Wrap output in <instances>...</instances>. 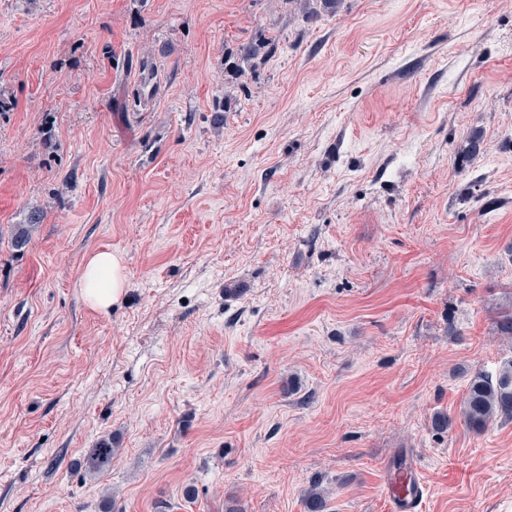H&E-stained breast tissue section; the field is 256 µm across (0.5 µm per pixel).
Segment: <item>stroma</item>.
<instances>
[{"label": "stroma", "instance_id": "1", "mask_svg": "<svg viewBox=\"0 0 512 512\" xmlns=\"http://www.w3.org/2000/svg\"><path fill=\"white\" fill-rule=\"evenodd\" d=\"M510 317L512 0H0V512H512ZM81 292L91 307L107 311L122 298L127 275L123 257L112 251H97L86 260L81 273ZM462 414L474 431H483L497 417L512 419V359L495 377L476 372L469 382ZM116 451V448H112V441L108 439L99 441L94 448H88L83 458L84 469L90 473L109 470ZM386 477L383 496L389 512L422 511L424 487L420 469L416 463L410 462L401 470H398L392 462L387 463Z\"/></svg>", "mask_w": 512, "mask_h": 512}]
</instances>
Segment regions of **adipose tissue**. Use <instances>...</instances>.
I'll return each instance as SVG.
<instances>
[{
    "label": "adipose tissue",
    "mask_w": 512,
    "mask_h": 512,
    "mask_svg": "<svg viewBox=\"0 0 512 512\" xmlns=\"http://www.w3.org/2000/svg\"><path fill=\"white\" fill-rule=\"evenodd\" d=\"M82 295L91 307L107 311L122 298L127 275L123 257L112 251H97L86 260L81 273Z\"/></svg>",
    "instance_id": "1"
}]
</instances>
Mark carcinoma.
<instances>
[{
	"label": "carcinoma",
	"instance_id": "cac0c4a2",
	"mask_svg": "<svg viewBox=\"0 0 512 512\" xmlns=\"http://www.w3.org/2000/svg\"><path fill=\"white\" fill-rule=\"evenodd\" d=\"M38 223L39 215L34 214L30 223L18 225L15 247L22 249L28 244L30 232ZM462 414L466 424L474 431L485 430L498 417L512 419V359L503 362L494 376L480 372L474 374L469 382ZM115 454L112 441L103 439L88 449L83 458L84 469L90 473L106 471L112 468ZM304 503L306 512H327L328 500L316 484L305 495Z\"/></svg>",
	"mask_w": 512,
	"mask_h": 512
}]
</instances>
